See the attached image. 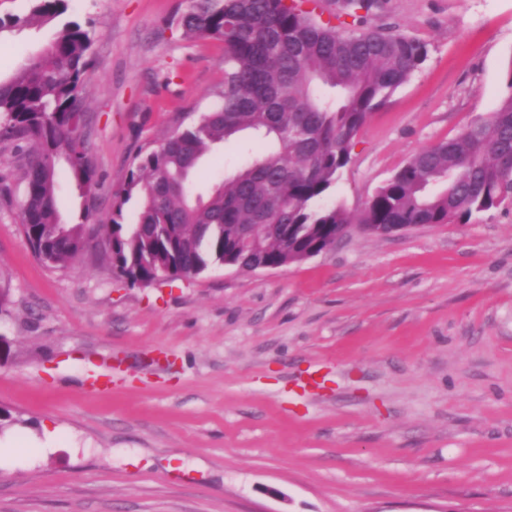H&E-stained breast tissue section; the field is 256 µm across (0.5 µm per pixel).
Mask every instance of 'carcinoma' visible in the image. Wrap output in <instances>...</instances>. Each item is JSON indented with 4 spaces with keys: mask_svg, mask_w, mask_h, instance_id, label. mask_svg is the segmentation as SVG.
I'll return each mask as SVG.
<instances>
[{
    "mask_svg": "<svg viewBox=\"0 0 512 512\" xmlns=\"http://www.w3.org/2000/svg\"><path fill=\"white\" fill-rule=\"evenodd\" d=\"M379 0H336L321 23L319 0H188L176 19L187 37L224 44L217 103L139 150L113 192L104 245L113 273L133 285L162 276H196L230 263L243 270L303 261L331 249L348 224L381 236L418 225L465 224L479 212L512 205V65L509 93L456 137L416 154L353 215L313 208L350 161L373 111L407 82L427 45L367 23ZM67 0H34L24 16L0 17V36L56 22L54 39L9 78H0V147L16 165L0 182L22 184V230L36 257L62 269L86 246L100 179L88 150L84 77L94 33L64 20ZM248 132L258 148L237 171L194 194L199 160ZM64 160L82 192L78 222L61 221L56 163ZM249 228L252 243L241 242Z\"/></svg>",
    "mask_w": 512,
    "mask_h": 512,
    "instance_id": "cac0c4a2",
    "label": "carcinoma"
}]
</instances>
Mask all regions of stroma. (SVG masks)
Wrapping results in <instances>:
<instances>
[{
	"label": "stroma",
	"mask_w": 512,
	"mask_h": 512,
	"mask_svg": "<svg viewBox=\"0 0 512 512\" xmlns=\"http://www.w3.org/2000/svg\"><path fill=\"white\" fill-rule=\"evenodd\" d=\"M183 0H69L85 75L97 223L141 146L215 103L224 46ZM369 27L428 57L361 129L320 199L359 213L422 149L506 95L512 0H382ZM55 25L0 36V77ZM226 142L195 188L241 166ZM0 195V512H512V206L253 272L133 285L92 237L47 269ZM118 369L89 388L90 364Z\"/></svg>",
	"instance_id": "35a3bbf8"
}]
</instances>
